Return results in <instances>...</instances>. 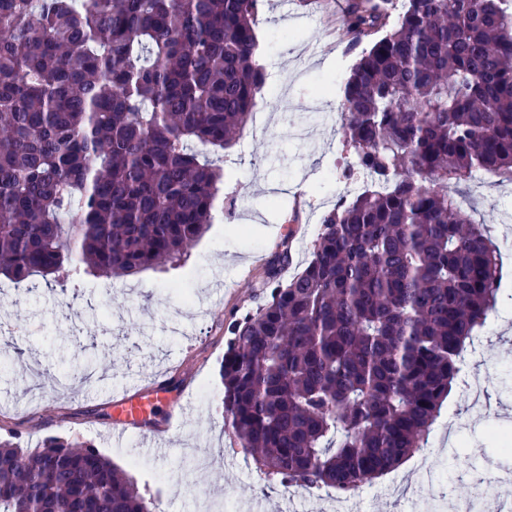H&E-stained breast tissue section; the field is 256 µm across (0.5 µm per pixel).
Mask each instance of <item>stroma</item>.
I'll return each instance as SVG.
<instances>
[{"instance_id": "35a3bbf8", "label": "stroma", "mask_w": 512, "mask_h": 512, "mask_svg": "<svg viewBox=\"0 0 512 512\" xmlns=\"http://www.w3.org/2000/svg\"><path fill=\"white\" fill-rule=\"evenodd\" d=\"M346 0H266L257 19L261 62L275 82L262 94L267 127L245 147L224 152V186L213 222L184 263L116 278L74 272L62 288L6 285L0 276V440L9 428L20 444L39 447L49 436L94 444L131 476L140 492L167 512H225L237 505H276L280 478L260 471L224 423L219 364L229 323L255 309L254 283L281 244L293 263L289 280L311 258L320 218L344 194L349 156L337 107L358 59L338 20ZM464 207L487 225L500 246L503 279L496 312L481 346L468 356L465 378L479 379L484 406L467 387L453 390L423 449L420 470L409 457L394 471L363 484L346 512H440L427 496L445 485L461 506H475L473 479L487 463L512 475L497 433L512 434V184L483 178ZM41 365L31 379L17 354ZM162 375L170 394L189 388L190 407L160 459L137 436L117 442L101 433L112 399L125 387ZM207 444L214 461L196 487L183 448Z\"/></svg>"}]
</instances>
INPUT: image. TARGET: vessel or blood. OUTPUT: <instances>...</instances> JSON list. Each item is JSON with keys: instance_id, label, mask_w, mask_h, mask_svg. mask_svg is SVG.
<instances>
[{"instance_id": "1", "label": "vessel or blood", "mask_w": 512, "mask_h": 512, "mask_svg": "<svg viewBox=\"0 0 512 512\" xmlns=\"http://www.w3.org/2000/svg\"><path fill=\"white\" fill-rule=\"evenodd\" d=\"M164 391L160 381H152L145 385H136L126 390L121 398L113 400L112 414L107 420L106 432L115 439L128 434L154 441L155 456L164 458L170 453L166 442L160 436L167 425L160 422L155 409L163 401Z\"/></svg>"}]
</instances>
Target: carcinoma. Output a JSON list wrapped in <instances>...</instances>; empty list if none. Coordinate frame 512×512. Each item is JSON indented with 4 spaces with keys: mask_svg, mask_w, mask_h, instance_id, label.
Masks as SVG:
<instances>
[{
    "mask_svg": "<svg viewBox=\"0 0 512 512\" xmlns=\"http://www.w3.org/2000/svg\"><path fill=\"white\" fill-rule=\"evenodd\" d=\"M347 0L372 39L338 106L344 177L305 268L290 251L231 325L224 420L261 469L352 494L420 450L496 309L498 247L458 199L512 182V0ZM263 0H0V275L124 277L187 256L265 86ZM0 441V512H152L88 442Z\"/></svg>",
    "mask_w": 512,
    "mask_h": 512,
    "instance_id": "cac0c4a2",
    "label": "carcinoma"
}]
</instances>
